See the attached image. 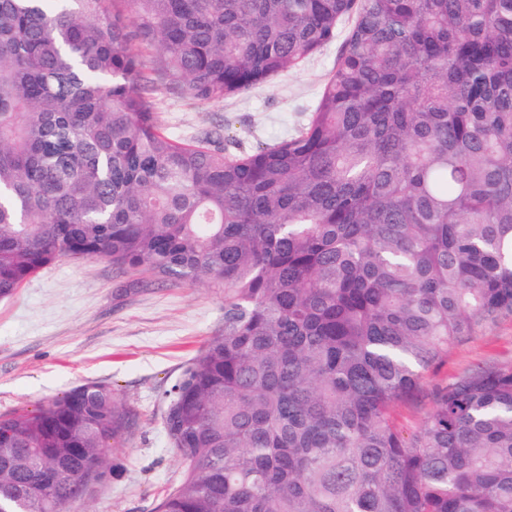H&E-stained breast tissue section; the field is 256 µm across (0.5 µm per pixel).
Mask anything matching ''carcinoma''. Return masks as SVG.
Here are the masks:
<instances>
[{
    "label": "carcinoma",
    "instance_id": "1",
    "mask_svg": "<svg viewBox=\"0 0 512 512\" xmlns=\"http://www.w3.org/2000/svg\"><path fill=\"white\" fill-rule=\"evenodd\" d=\"M351 15L292 137L233 153L158 121L159 84L242 94ZM87 258L224 289L168 394L183 473L156 512H512V368L396 415L512 318V0H0V299ZM124 428L96 383L1 415L0 512H65Z\"/></svg>",
    "mask_w": 512,
    "mask_h": 512
}]
</instances>
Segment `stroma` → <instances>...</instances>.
<instances>
[{
	"mask_svg": "<svg viewBox=\"0 0 512 512\" xmlns=\"http://www.w3.org/2000/svg\"><path fill=\"white\" fill-rule=\"evenodd\" d=\"M341 48L334 41L296 68L219 101L162 88L155 110L180 138L220 124L229 148L270 147L307 123ZM223 324V289L121 293L104 259L56 262L0 300V415L35 409L87 383L111 387L129 414L110 450L115 475L91 484L67 512H155L182 474L162 424L165 395ZM487 363L512 367V318L451 346L447 361L425 374L420 398L400 408L403 429L430 409L436 387Z\"/></svg>",
	"mask_w": 512,
	"mask_h": 512,
	"instance_id": "1",
	"label": "stroma"
}]
</instances>
